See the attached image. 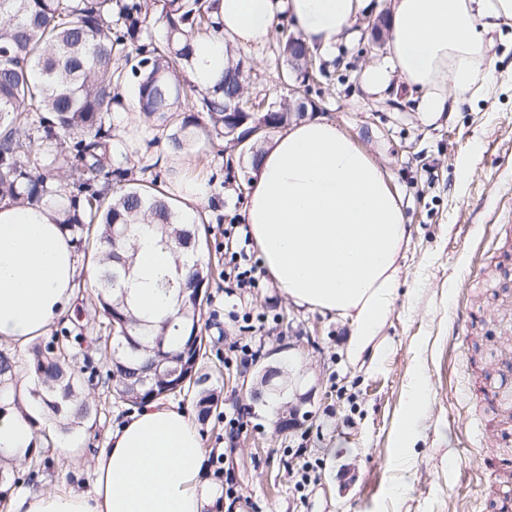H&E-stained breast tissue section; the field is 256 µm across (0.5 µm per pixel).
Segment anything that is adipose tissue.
<instances>
[{
  "mask_svg": "<svg viewBox=\"0 0 512 512\" xmlns=\"http://www.w3.org/2000/svg\"><path fill=\"white\" fill-rule=\"evenodd\" d=\"M217 32L195 40L192 81L213 86L229 46L267 43L288 16L309 47L331 51L366 0H212ZM391 39L364 82L384 90L400 74L426 120L448 109L445 84L465 96L492 67L484 37L512 26V0H392ZM244 222L271 281L294 304L351 321L350 350L363 352L386 321L399 288L409 237L402 203L387 173L336 124L301 121L266 144L248 187ZM130 283L135 310L176 318L174 292L160 288L174 256L144 224L131 225ZM79 260L55 207L0 201V340L26 348L77 295ZM53 425L45 407L0 414V463L35 446V423ZM202 436L176 404L155 399L112 430L94 464L88 494L32 491L9 512H209L218 495L204 478Z\"/></svg>",
  "mask_w": 512,
  "mask_h": 512,
  "instance_id": "obj_1",
  "label": "adipose tissue"
}]
</instances>
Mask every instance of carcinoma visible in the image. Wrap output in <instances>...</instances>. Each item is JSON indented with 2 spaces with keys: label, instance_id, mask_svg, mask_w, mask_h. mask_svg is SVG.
Here are the masks:
<instances>
[{
  "label": "carcinoma",
  "instance_id": "obj_1",
  "mask_svg": "<svg viewBox=\"0 0 512 512\" xmlns=\"http://www.w3.org/2000/svg\"><path fill=\"white\" fill-rule=\"evenodd\" d=\"M149 16L164 30L160 44L142 30ZM215 28L209 0H0V200L31 208L53 205L77 249L94 243L96 298L105 329L115 330L96 345L93 337L64 329L32 348L27 367L34 386L28 394L58 415L76 406L64 430L93 417L84 384L97 370L85 366L86 377L75 370L77 348L94 344L104 355L106 378L120 402L136 407L164 396L163 382L143 384L146 370L161 356L181 355L200 325L201 304L193 289L207 288L211 280L210 267L198 260L184 278L161 282L179 294L180 336L174 345L153 351L154 339L168 336L171 322L135 315L126 286L131 262L119 249L133 224L151 226L175 250L191 245L199 252L203 239L197 222L161 191V172L133 183L130 169L108 168L113 106L122 105L118 89L126 80L120 61L139 57L132 68L136 106L147 121L171 129L168 142L176 152L193 143L200 128L210 142L229 143L241 140L257 121L276 129L303 117L282 106L228 111L243 97L239 61H228L220 80L198 91L196 100L184 93L194 38ZM63 156L71 159L66 168ZM102 182L121 184L119 192L99 189ZM133 340L149 350L133 351ZM17 373L14 358L0 353V386ZM207 378L201 374L185 386L201 412L218 403L214 390L204 387Z\"/></svg>",
  "mask_w": 512,
  "mask_h": 512
}]
</instances>
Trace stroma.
I'll return each instance as SVG.
<instances>
[{
	"mask_svg": "<svg viewBox=\"0 0 512 512\" xmlns=\"http://www.w3.org/2000/svg\"><path fill=\"white\" fill-rule=\"evenodd\" d=\"M389 4L369 0L332 52H314L307 115L336 123L389 173L409 228L398 296L373 343L355 356L348 319L295 305L269 278L244 295L221 278L210 285L201 324L212 348L200 370L222 371L224 387L207 418L192 399L176 403L196 420L207 464L222 460L238 485L231 512H495L497 499L512 497V478L489 469L512 452V440L491 434L470 442L460 433L462 424L494 417L482 395L465 400L462 391L512 356V29L488 49L493 79L460 110L428 121L401 76L380 92L364 84L366 68L387 53L390 29L375 37L370 24ZM280 46L275 34L262 48L232 51L243 62L246 104L288 102ZM121 93L112 167L157 166L165 192L178 201L185 182L203 184L202 260H223L224 227L241 222L247 202L249 158L203 137L172 153L166 132L134 109L133 84ZM95 303L88 277L80 276L61 326L79 320L85 335H102ZM247 312L267 315L264 328L245 329ZM243 345L256 354L245 365ZM267 365L281 370L288 389L256 403L250 391ZM421 383L428 403L408 447L400 426ZM86 392L95 424L67 433L65 461L39 447L9 465L10 494L91 491L94 457L132 409L104 386ZM232 418L243 427L231 440L225 427Z\"/></svg>",
	"mask_w": 512,
	"mask_h": 512,
	"instance_id": "stroma-1",
	"label": "stroma"
}]
</instances>
